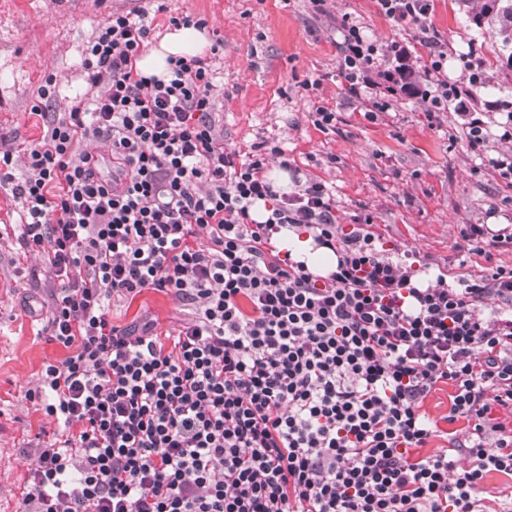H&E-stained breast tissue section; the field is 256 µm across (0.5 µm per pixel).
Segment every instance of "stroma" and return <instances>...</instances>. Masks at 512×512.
Returning <instances> with one entry per match:
<instances>
[{
  "label": "stroma",
  "mask_w": 512,
  "mask_h": 512,
  "mask_svg": "<svg viewBox=\"0 0 512 512\" xmlns=\"http://www.w3.org/2000/svg\"><path fill=\"white\" fill-rule=\"evenodd\" d=\"M136 8L152 18L156 33L169 30L171 18L190 15L205 21L208 41H220L215 119L226 150L243 156L254 143L279 142L299 178L331 187L342 224L371 215V232L416 272L429 269L455 281L480 278L492 264L512 268V246L491 243L499 229L512 230V186L487 164L501 143L493 138L483 151L473 150L456 104L430 121L420 96L405 93L371 120L367 99L347 91L338 71L346 16L379 47L406 51L413 81L423 78L428 57L421 25L394 22L375 0H328L322 13L311 0H0V146L39 140L45 113L92 97L82 51L112 13ZM425 26L448 41L450 79H462L463 59L492 56L491 34L476 32L458 0H433ZM49 77L59 94L43 103L37 90ZM307 79L318 81L314 93L302 90ZM317 102L338 113L335 128L315 125ZM36 104L42 115L32 114ZM18 222L16 202L0 188V512H16L36 465L34 450L57 428L26 393L38 386L46 364L66 354L50 339L46 258L21 248ZM472 224L484 233L464 240ZM144 318L163 338L179 328L185 310L152 289L112 308L119 327ZM451 392L438 384L422 404L437 426L428 451L466 443L471 433L466 419L446 420Z\"/></svg>",
  "instance_id": "obj_1"
}]
</instances>
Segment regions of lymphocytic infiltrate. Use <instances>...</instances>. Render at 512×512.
<instances>
[{"instance_id":"lymphocytic-infiltrate-1","label":"lymphocytic infiltrate","mask_w":512,"mask_h":512,"mask_svg":"<svg viewBox=\"0 0 512 512\" xmlns=\"http://www.w3.org/2000/svg\"><path fill=\"white\" fill-rule=\"evenodd\" d=\"M150 33L145 12L112 14L83 53L96 95L47 123L22 178L0 151L20 244L49 258L51 339L68 351L28 393L59 428L18 512H482L486 476L512 475V432L491 417L512 404V268L414 286L371 216L340 224L324 182L276 188L265 169L279 143L234 161L211 57L171 59L166 81L140 75ZM341 33L339 73L350 94L373 90L376 118L391 107L369 77L383 55L357 24ZM421 40L432 120L464 88L439 34ZM93 140L108 157L84 149ZM284 228L307 229L335 270L281 256ZM146 289L187 311L171 345L109 318ZM440 382L471 438L422 456L420 404Z\"/></svg>"}]
</instances>
